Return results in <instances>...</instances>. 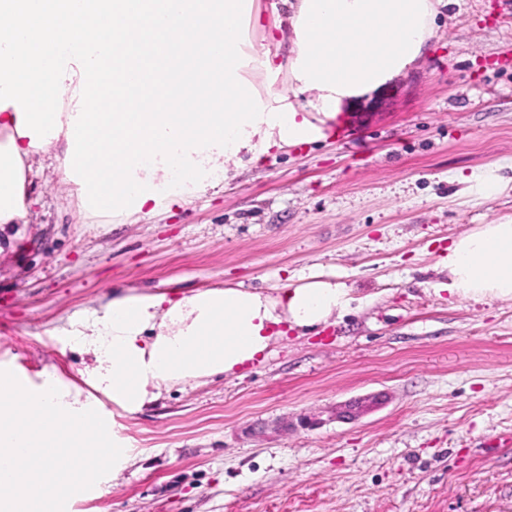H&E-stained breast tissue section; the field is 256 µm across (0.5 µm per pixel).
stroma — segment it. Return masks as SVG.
Instances as JSON below:
<instances>
[{
    "label": "stroma",
    "instance_id": "1",
    "mask_svg": "<svg viewBox=\"0 0 512 512\" xmlns=\"http://www.w3.org/2000/svg\"><path fill=\"white\" fill-rule=\"evenodd\" d=\"M436 24L343 100L354 137L270 148L154 212L91 215L62 148L36 158L26 223L0 226V370L98 404L130 449L69 512H512V300L434 290L455 236L512 221V0H441ZM315 274L357 309L135 413L74 349L116 293Z\"/></svg>",
    "mask_w": 512,
    "mask_h": 512
}]
</instances>
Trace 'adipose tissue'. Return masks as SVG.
Segmentation results:
<instances>
[{
	"instance_id": "ef3b65f1",
	"label": "adipose tissue",
	"mask_w": 512,
	"mask_h": 512,
	"mask_svg": "<svg viewBox=\"0 0 512 512\" xmlns=\"http://www.w3.org/2000/svg\"><path fill=\"white\" fill-rule=\"evenodd\" d=\"M263 65L288 53V96L269 104L243 73L250 0H0V225L22 224L35 156L63 144L62 174L87 212L142 210L224 179L227 164L313 142L344 98L377 89L413 64L433 34L432 0H281ZM233 45L220 54L218 41ZM179 87L195 112H90ZM76 111H62L60 88ZM106 154L111 176L91 169ZM449 295L512 300V223L478 224L442 261ZM345 283L321 275L271 292L227 286L182 297L114 296L79 332L114 404L133 412L161 389L232 375L286 330H313L347 313Z\"/></svg>"
}]
</instances>
